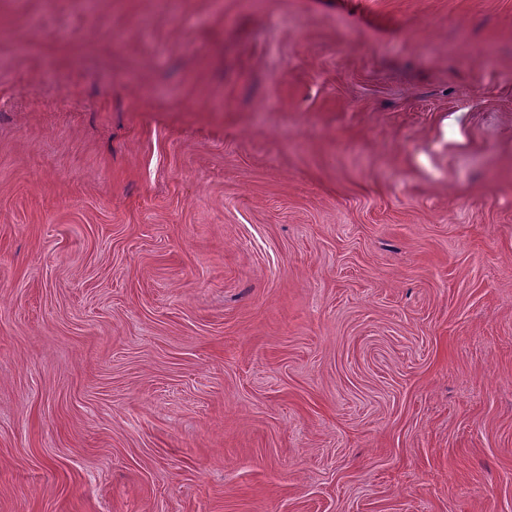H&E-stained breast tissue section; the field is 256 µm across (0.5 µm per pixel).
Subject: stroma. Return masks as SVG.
<instances>
[{"mask_svg": "<svg viewBox=\"0 0 512 512\" xmlns=\"http://www.w3.org/2000/svg\"><path fill=\"white\" fill-rule=\"evenodd\" d=\"M0 512H512V0H0Z\"/></svg>", "mask_w": 512, "mask_h": 512, "instance_id": "1", "label": "stroma"}]
</instances>
